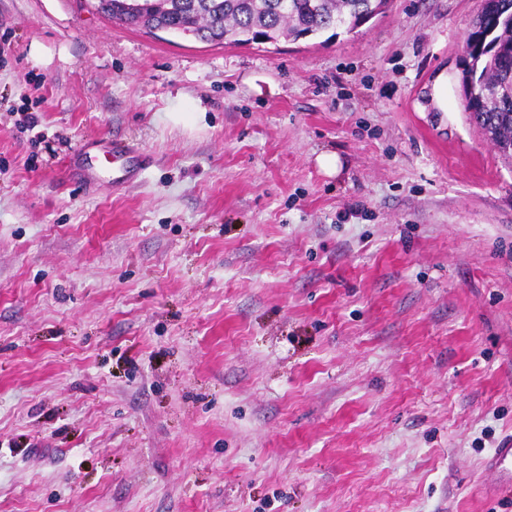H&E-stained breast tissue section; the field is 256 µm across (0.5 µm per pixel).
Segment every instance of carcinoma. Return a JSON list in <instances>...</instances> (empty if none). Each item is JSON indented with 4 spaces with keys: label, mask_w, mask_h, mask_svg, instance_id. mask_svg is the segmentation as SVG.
I'll use <instances>...</instances> for the list:
<instances>
[{
    "label": "carcinoma",
    "mask_w": 512,
    "mask_h": 512,
    "mask_svg": "<svg viewBox=\"0 0 512 512\" xmlns=\"http://www.w3.org/2000/svg\"><path fill=\"white\" fill-rule=\"evenodd\" d=\"M110 16L130 26L163 29L206 41L249 44L262 34L277 41L356 31L361 14L388 0H109ZM468 51L466 85L486 91L465 107L470 119L505 155H512V0H480Z\"/></svg>",
    "instance_id": "carcinoma-1"
}]
</instances>
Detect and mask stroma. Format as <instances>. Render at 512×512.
<instances>
[{
    "label": "stroma",
    "mask_w": 512,
    "mask_h": 512,
    "mask_svg": "<svg viewBox=\"0 0 512 512\" xmlns=\"http://www.w3.org/2000/svg\"><path fill=\"white\" fill-rule=\"evenodd\" d=\"M477 2L258 45L0 0V512H512L483 466L512 445V159L464 109ZM107 135L147 169L68 181Z\"/></svg>",
    "instance_id": "obj_1"
}]
</instances>
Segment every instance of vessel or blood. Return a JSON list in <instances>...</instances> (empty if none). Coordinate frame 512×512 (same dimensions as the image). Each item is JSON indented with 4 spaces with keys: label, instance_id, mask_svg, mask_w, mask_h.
<instances>
[{
    "label": "vessel or blood",
    "instance_id": "obj_1",
    "mask_svg": "<svg viewBox=\"0 0 512 512\" xmlns=\"http://www.w3.org/2000/svg\"><path fill=\"white\" fill-rule=\"evenodd\" d=\"M86 149L96 156L110 159L114 165L111 178L106 180L93 164H79L80 176L90 186L117 188L133 181L146 168V156L136 143L129 140L101 137L88 143ZM487 468L495 474L500 485L512 486V448L495 449Z\"/></svg>",
    "mask_w": 512,
    "mask_h": 512
}]
</instances>
